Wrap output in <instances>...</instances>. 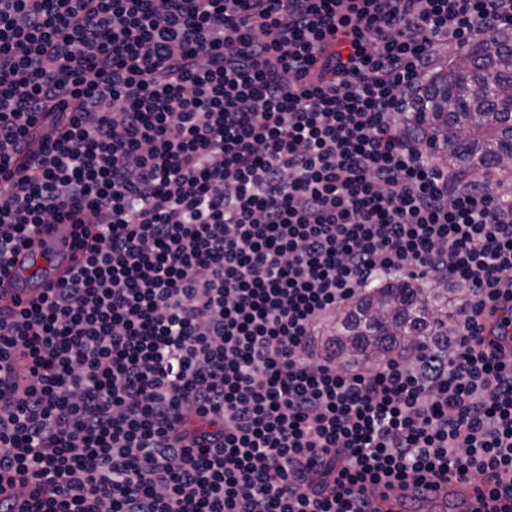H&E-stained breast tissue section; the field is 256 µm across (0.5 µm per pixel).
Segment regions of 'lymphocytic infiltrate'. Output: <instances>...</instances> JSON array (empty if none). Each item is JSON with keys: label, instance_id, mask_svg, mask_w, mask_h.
Listing matches in <instances>:
<instances>
[{"label": "lymphocytic infiltrate", "instance_id": "1", "mask_svg": "<svg viewBox=\"0 0 512 512\" xmlns=\"http://www.w3.org/2000/svg\"><path fill=\"white\" fill-rule=\"evenodd\" d=\"M512 0H0V512H372L453 471L512 499V205L405 131ZM466 297L448 351L340 359L382 278ZM86 232L83 227L74 224L40 226L31 235L29 247L18 254L9 272L2 275V296L14 298L24 306L34 294H43L55 288L67 269L80 260ZM55 255L61 256L52 258ZM44 257H51L52 261L48 262ZM32 266L40 269V275L29 279L32 272L29 268Z\"/></svg>", "mask_w": 512, "mask_h": 512}]
</instances>
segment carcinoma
<instances>
[{
  "instance_id": "obj_1",
  "label": "carcinoma",
  "mask_w": 512,
  "mask_h": 512,
  "mask_svg": "<svg viewBox=\"0 0 512 512\" xmlns=\"http://www.w3.org/2000/svg\"><path fill=\"white\" fill-rule=\"evenodd\" d=\"M450 63L421 92V109L410 124L425 134L426 147L448 164V175L500 182L512 171L499 164L512 150V32L490 29L473 43L448 50ZM463 290L421 286L390 277L343 311L336 325V352L367 360L410 351L421 337L447 335L448 312Z\"/></svg>"
}]
</instances>
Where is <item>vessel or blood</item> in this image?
I'll return each instance as SVG.
<instances>
[{
    "label": "vessel or blood",
    "instance_id": "vessel-or-blood-1",
    "mask_svg": "<svg viewBox=\"0 0 512 512\" xmlns=\"http://www.w3.org/2000/svg\"><path fill=\"white\" fill-rule=\"evenodd\" d=\"M85 238V229L73 224L40 226L9 272L0 276V295L24 304L34 294L55 287L80 260ZM412 505L426 512H483L486 499L483 487L455 472L433 479L422 489L404 482L381 483L371 489L374 512H406Z\"/></svg>",
    "mask_w": 512,
    "mask_h": 512
}]
</instances>
